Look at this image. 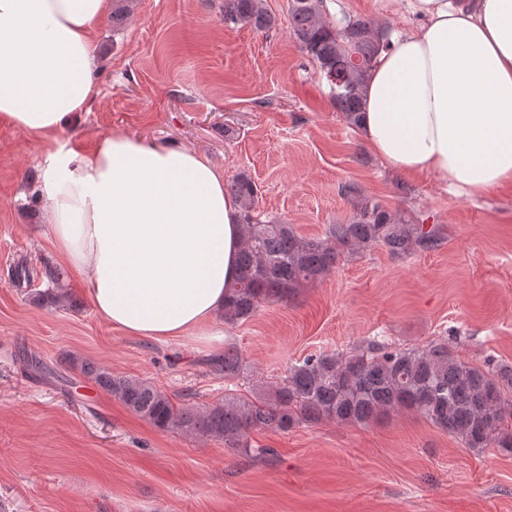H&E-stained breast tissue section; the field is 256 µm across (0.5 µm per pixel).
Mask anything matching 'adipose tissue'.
<instances>
[{"label":"adipose tissue","instance_id":"adipose-tissue-1","mask_svg":"<svg viewBox=\"0 0 512 512\" xmlns=\"http://www.w3.org/2000/svg\"><path fill=\"white\" fill-rule=\"evenodd\" d=\"M358 131L392 169L480 196L512 183V0H398ZM111 0H0V119L56 138L99 92L93 32ZM49 231L99 317L158 341L213 335L237 274L240 207L195 152L128 136L53 154Z\"/></svg>","mask_w":512,"mask_h":512}]
</instances>
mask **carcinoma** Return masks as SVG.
I'll use <instances>...</instances> for the list:
<instances>
[{"label":"carcinoma","mask_w":512,"mask_h":512,"mask_svg":"<svg viewBox=\"0 0 512 512\" xmlns=\"http://www.w3.org/2000/svg\"><path fill=\"white\" fill-rule=\"evenodd\" d=\"M289 15L291 35L325 79L336 110L357 126L365 79L389 46L390 29L360 16L331 20L326 0H289ZM224 23L265 32L275 26V17L265 0H224ZM226 191L239 202L242 217L238 273L224 292L223 318L231 324L246 322L261 304L286 301L302 285L325 278L343 253L382 245L409 255L441 244L436 228L368 196L353 198L349 223L330 224L324 236L308 238L290 224L257 218L258 188L246 174L232 178ZM44 274L51 287L34 291L33 303L75 306L61 287V270L49 267ZM61 363L156 428L221 440L245 455L253 452L250 434L257 430L286 432L323 420L367 424L397 410L417 412L469 448L512 452V366L465 362L446 340L400 349L373 339L346 354L311 356L266 392L226 393L202 407L176 405L151 383L114 375L88 359L66 354ZM208 366L230 380L240 375L243 361L237 349L226 347Z\"/></svg>","instance_id":"carcinoma-1"}]
</instances>
